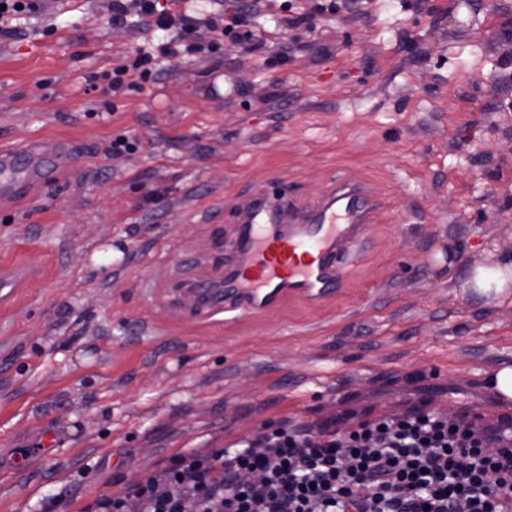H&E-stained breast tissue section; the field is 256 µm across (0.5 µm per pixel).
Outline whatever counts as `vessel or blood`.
Listing matches in <instances>:
<instances>
[{"label":"vessel or blood","instance_id":"1","mask_svg":"<svg viewBox=\"0 0 512 512\" xmlns=\"http://www.w3.org/2000/svg\"><path fill=\"white\" fill-rule=\"evenodd\" d=\"M73 158L67 142L51 154L38 139L0 147V203L51 183ZM379 206L365 184L345 180L308 208L275 189L251 195L237 206L234 255L223 280L188 284L175 306L207 318L265 312L287 299L320 306L343 287L344 263L364 243Z\"/></svg>","mask_w":512,"mask_h":512}]
</instances>
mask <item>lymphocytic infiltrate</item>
Listing matches in <instances>:
<instances>
[{
	"label": "lymphocytic infiltrate",
	"instance_id": "f902f5d3",
	"mask_svg": "<svg viewBox=\"0 0 512 512\" xmlns=\"http://www.w3.org/2000/svg\"><path fill=\"white\" fill-rule=\"evenodd\" d=\"M113 0V26L136 14L161 31L199 35L181 0ZM174 41L137 50L111 91L155 77ZM512 512V425L414 408L346 429L280 425L207 460L180 463L100 499L94 512Z\"/></svg>",
	"mask_w": 512,
	"mask_h": 512
}]
</instances>
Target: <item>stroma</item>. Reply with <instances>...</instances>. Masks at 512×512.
Segmentation results:
<instances>
[{
    "label": "stroma",
    "mask_w": 512,
    "mask_h": 512,
    "mask_svg": "<svg viewBox=\"0 0 512 512\" xmlns=\"http://www.w3.org/2000/svg\"><path fill=\"white\" fill-rule=\"evenodd\" d=\"M336 3L256 14L280 31L268 55L191 42L116 93L104 75L164 34L113 27L110 0H42L0 38V144L76 147L59 181L0 206V268L40 267L0 303V512H89L281 424L417 406L512 422L486 386L512 366V289L467 286L512 258V0ZM119 135L140 150L112 158ZM341 179L383 208L323 307L221 322L154 298L192 268L167 242L222 260L238 199L273 184L308 207Z\"/></svg>",
    "instance_id": "obj_1"
}]
</instances>
